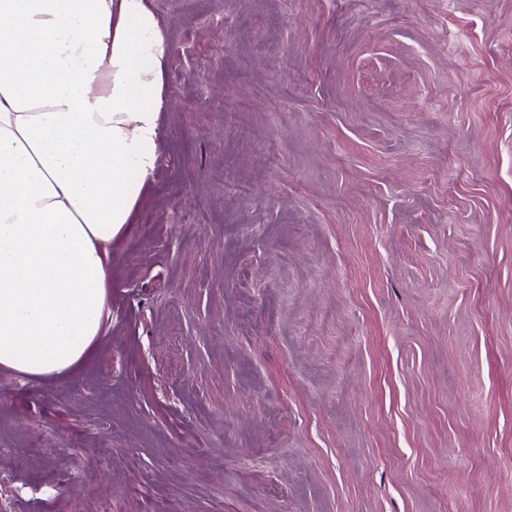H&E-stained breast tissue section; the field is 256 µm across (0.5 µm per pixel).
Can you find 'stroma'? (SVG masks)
I'll return each mask as SVG.
<instances>
[{
	"label": "stroma",
	"instance_id": "35a3bbf8",
	"mask_svg": "<svg viewBox=\"0 0 512 512\" xmlns=\"http://www.w3.org/2000/svg\"><path fill=\"white\" fill-rule=\"evenodd\" d=\"M156 171L91 358L0 370V512H512V0H148Z\"/></svg>",
	"mask_w": 512,
	"mask_h": 512
}]
</instances>
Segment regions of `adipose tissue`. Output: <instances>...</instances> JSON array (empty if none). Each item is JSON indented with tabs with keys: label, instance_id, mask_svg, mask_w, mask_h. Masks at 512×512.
Masks as SVG:
<instances>
[{
	"label": "adipose tissue",
	"instance_id": "1",
	"mask_svg": "<svg viewBox=\"0 0 512 512\" xmlns=\"http://www.w3.org/2000/svg\"><path fill=\"white\" fill-rule=\"evenodd\" d=\"M166 59L147 0H0V370L63 374L98 343Z\"/></svg>",
	"mask_w": 512,
	"mask_h": 512
}]
</instances>
